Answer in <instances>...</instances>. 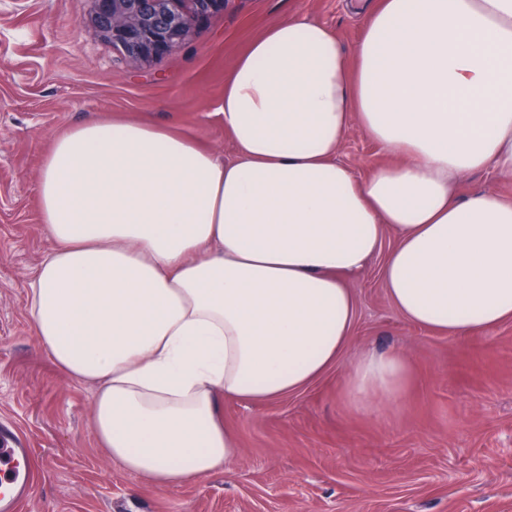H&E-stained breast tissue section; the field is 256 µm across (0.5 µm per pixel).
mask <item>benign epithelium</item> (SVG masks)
<instances>
[{"mask_svg":"<svg viewBox=\"0 0 512 512\" xmlns=\"http://www.w3.org/2000/svg\"><path fill=\"white\" fill-rule=\"evenodd\" d=\"M226 2L228 0H92L95 24L112 46L121 49L135 65L179 48Z\"/></svg>","mask_w":512,"mask_h":512,"instance_id":"1","label":"benign epithelium"}]
</instances>
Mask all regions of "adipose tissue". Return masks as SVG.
Masks as SVG:
<instances>
[{
  "label": "adipose tissue",
  "mask_w": 512,
  "mask_h": 512,
  "mask_svg": "<svg viewBox=\"0 0 512 512\" xmlns=\"http://www.w3.org/2000/svg\"><path fill=\"white\" fill-rule=\"evenodd\" d=\"M349 7L352 51L299 11L236 59L218 108L231 158L121 118L67 130L43 158L32 334L96 384L98 441L158 488L237 457L218 397L281 398L345 357L347 281L376 256L412 325L512 320V200L458 192L468 174L512 177V0ZM354 128L388 163L359 176L339 161ZM407 376L402 354L360 352L346 398L371 411Z\"/></svg>",
  "instance_id": "adipose-tissue-1"
}]
</instances>
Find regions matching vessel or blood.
<instances>
[{
    "label": "vessel or blood",
    "mask_w": 512,
    "mask_h": 512,
    "mask_svg": "<svg viewBox=\"0 0 512 512\" xmlns=\"http://www.w3.org/2000/svg\"><path fill=\"white\" fill-rule=\"evenodd\" d=\"M36 485L31 448L11 441L0 429V512H19Z\"/></svg>",
    "instance_id": "obj_1"
}]
</instances>
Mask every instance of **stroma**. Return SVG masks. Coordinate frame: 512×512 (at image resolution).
<instances>
[{
  "instance_id": "stroma-1",
  "label": "stroma",
  "mask_w": 512,
  "mask_h": 512,
  "mask_svg": "<svg viewBox=\"0 0 512 512\" xmlns=\"http://www.w3.org/2000/svg\"><path fill=\"white\" fill-rule=\"evenodd\" d=\"M297 9L344 49L361 37L343 0H228L181 47L135 67L94 25L91 0H0V427L33 448L37 473L20 512H512V321L474 336L410 325L387 297L381 258L348 282L349 349L401 352L398 398L356 412L343 360L292 395L220 400L239 456L176 488L112 462L92 428V385L60 372L32 335L26 291L51 246L37 185L52 139L120 117L230 157L224 82L251 41ZM338 158L359 174L386 160L355 130Z\"/></svg>"
}]
</instances>
